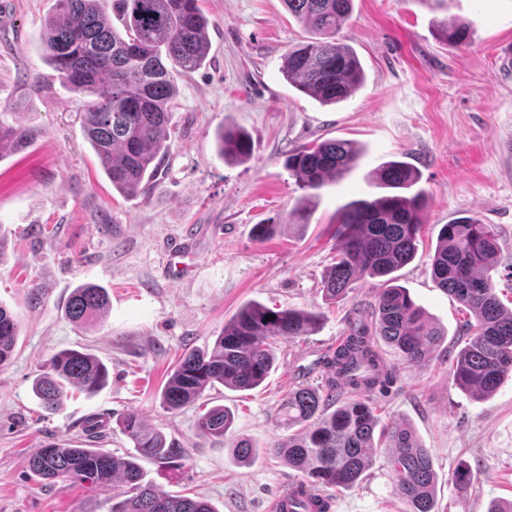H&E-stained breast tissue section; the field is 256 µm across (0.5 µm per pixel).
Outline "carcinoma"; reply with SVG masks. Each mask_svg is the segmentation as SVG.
<instances>
[{
  "label": "carcinoma",
  "mask_w": 512,
  "mask_h": 512,
  "mask_svg": "<svg viewBox=\"0 0 512 512\" xmlns=\"http://www.w3.org/2000/svg\"><path fill=\"white\" fill-rule=\"evenodd\" d=\"M200 0H55V11L43 24L45 58L57 77L84 94L81 119L86 139L112 187L134 195L151 182L170 151L171 112L176 106V77L202 68L210 50L207 18ZM288 14L303 23L311 36L290 46L282 73L288 84L323 105L348 100L363 80L357 54L339 33L349 20L353 0H283ZM117 18L122 29L113 26ZM437 36L453 49L472 42L470 22H441ZM36 132L22 125L0 123V159L27 147ZM218 153L226 161L251 151L249 136L226 127L218 136ZM359 149L345 139L303 144L288 150L284 166L301 189L303 202L290 213L295 224L308 223L311 199L329 182L343 177L358 160ZM385 193L353 200L336 214V261L321 281L325 299L344 297L352 285L379 278L372 311L358 312L348 334L320 358L325 371L319 387L301 386L288 392L279 413L284 426H302L297 434L268 445L298 472L296 492L304 496V512H328L321 493L359 483L384 450L394 489L403 512H438L432 457L411 426L393 422L379 426L370 401L363 396L394 377L378 352L391 348L407 365L429 362L445 336L393 273L413 260L422 241L423 213L429 197L418 186L420 176L409 163L390 160L372 172ZM498 253L492 224L474 216L457 217L442 225L431 259L433 282L469 312L466 341L448 359L454 385L479 398L493 395L512 373V309L500 302L490 271ZM105 289L76 287L66 315L76 325L104 316ZM272 314L274 319L266 316ZM319 314L270 308L259 302L242 306L224 325L212 348L190 350L174 366L161 392L171 412L195 403L219 384L252 390L274 365L270 339L309 336L320 326ZM19 324L0 305V367L9 364ZM50 370L33 382L44 408L57 409L69 391L96 393L108 380L107 366L91 354L63 350L50 360ZM233 417L224 405L201 414L198 431L222 440ZM134 452L117 456L100 448H69L49 444L28 462L36 476L68 478L90 488L112 491L110 512H216L206 501L171 494L151 481L139 460L174 463L172 445L138 416L119 421ZM233 455L244 464L260 455L245 439L231 442Z\"/></svg>",
  "instance_id": "cac0c4a2"
}]
</instances>
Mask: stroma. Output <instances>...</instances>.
Segmentation results:
<instances>
[{
  "mask_svg": "<svg viewBox=\"0 0 512 512\" xmlns=\"http://www.w3.org/2000/svg\"><path fill=\"white\" fill-rule=\"evenodd\" d=\"M52 4L0 0V122L36 131L32 144L0 160V305L19 323L12 359L0 368V512H108L106 493L35 477L28 458L51 443L127 454L133 445L117 427L127 413L174 444L178 467L141 462L160 488L205 500L216 512H273L296 471L266 451L239 464L227 441L197 430L199 406L169 412L160 393L185 348L212 346L249 302L321 314L312 335L278 340L276 363L259 387L212 392L214 404L234 415L230 439L265 449L288 436L279 423L281 402L294 387L322 384L316 361L342 342L354 312L375 304L377 280L357 282L333 304L320 282L335 257L337 210L379 196L371 173L388 160L413 164L430 198L423 243L398 271V283L447 336L425 365L398 363L382 348L396 377L369 400L381 424L409 423L429 449L439 512L511 503L512 377L487 399L452 383L448 359L465 344L469 315L436 287L430 264L442 224L472 215L495 225L492 281L512 308V70L500 67L512 47V0H354L340 37L359 55L365 80L332 106L299 92L281 73L288 47L308 35L283 0H202L209 61L179 77L168 160L158 182L134 199L113 190L83 131L82 95L44 59L43 23ZM447 18L473 22L470 46L451 49L439 40L434 25ZM225 125L250 134L246 162L219 157L216 136ZM325 139L356 142L357 165L320 191L308 223L289 224L304 192L284 156ZM258 224L275 227L262 242ZM187 237L193 271L175 279L167 273L171 248ZM82 283L108 294V312L92 327L75 326L65 314ZM63 349L102 360L108 383L48 411L32 383ZM461 463L473 474L463 490L448 481ZM332 497L334 512L404 508L381 454L359 484Z\"/></svg>",
  "mask_w": 512,
  "mask_h": 512,
  "instance_id": "35a3bbf8",
  "label": "stroma"
}]
</instances>
